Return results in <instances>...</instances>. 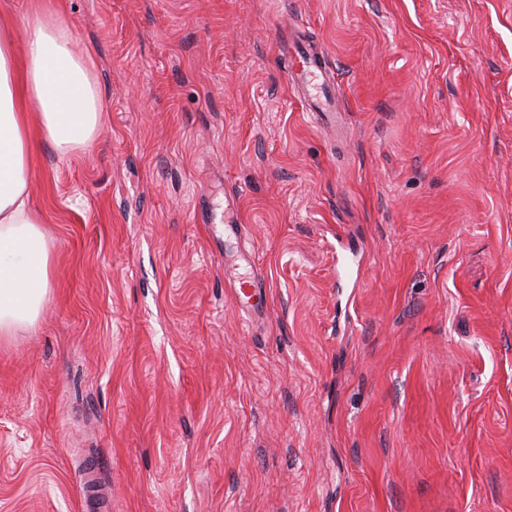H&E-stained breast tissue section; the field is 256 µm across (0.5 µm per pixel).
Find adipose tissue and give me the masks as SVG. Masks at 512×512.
I'll return each mask as SVG.
<instances>
[{"label": "adipose tissue", "mask_w": 512, "mask_h": 512, "mask_svg": "<svg viewBox=\"0 0 512 512\" xmlns=\"http://www.w3.org/2000/svg\"><path fill=\"white\" fill-rule=\"evenodd\" d=\"M103 112L63 17L0 14V338L33 326L50 288L51 245L29 192L32 158L45 143L63 156L90 145Z\"/></svg>", "instance_id": "1"}]
</instances>
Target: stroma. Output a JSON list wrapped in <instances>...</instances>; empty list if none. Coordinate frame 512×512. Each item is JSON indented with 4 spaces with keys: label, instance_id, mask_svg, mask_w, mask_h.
I'll return each instance as SVG.
<instances>
[{
    "label": "stroma",
    "instance_id": "obj_1",
    "mask_svg": "<svg viewBox=\"0 0 512 512\" xmlns=\"http://www.w3.org/2000/svg\"><path fill=\"white\" fill-rule=\"evenodd\" d=\"M41 5L105 112L32 160L52 272L0 341V512H83L91 474L112 512H512V0L0 11ZM284 54H289L299 65L292 68L290 77L292 83L301 86L305 91L309 112H317L326 116L335 112L336 96L331 88V81L326 68L307 56L303 46L284 45ZM232 281L239 285V288H234V291L241 308L248 314L261 313L262 309L259 307L265 308L260 299L261 282L255 277H248L240 272L233 274Z\"/></svg>",
    "mask_w": 512,
    "mask_h": 512
}]
</instances>
